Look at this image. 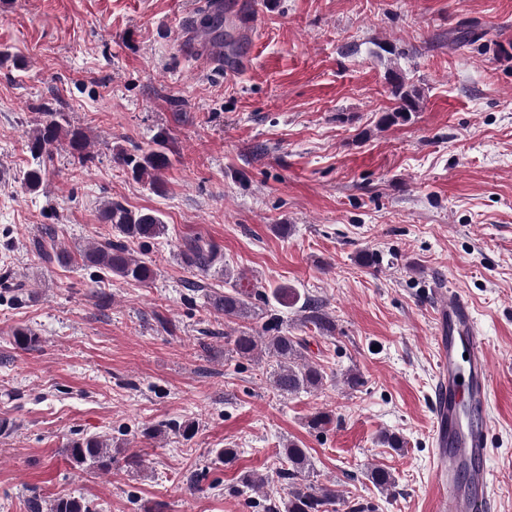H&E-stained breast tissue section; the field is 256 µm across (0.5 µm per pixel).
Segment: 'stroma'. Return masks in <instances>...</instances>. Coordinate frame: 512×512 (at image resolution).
Masks as SVG:
<instances>
[{
  "label": "stroma",
  "instance_id": "35a3bbf8",
  "mask_svg": "<svg viewBox=\"0 0 512 512\" xmlns=\"http://www.w3.org/2000/svg\"><path fill=\"white\" fill-rule=\"evenodd\" d=\"M223 3L238 18L229 51L247 63L235 73L199 61L200 0H0V512L70 497L90 512H267L287 494L291 442L309 482L340 495L336 512L356 498L431 512L437 288L470 302L486 342L490 512H512V0ZM466 27L473 40L455 43ZM393 70L420 100L387 126ZM46 107L94 159L58 149L32 192L21 179ZM159 144L162 190L114 159ZM109 201L166 224L129 245L152 281L81 261L117 236L98 220ZM194 236L223 256L208 272L182 257ZM233 282L315 297L335 329L273 300L225 322L210 297ZM271 320L305 339L319 389L280 395L273 359L229 353L227 337ZM20 328L34 349L15 345ZM318 412L321 430L307 424ZM92 435L109 470L69 458ZM220 448L238 454L222 462ZM375 467L393 488L369 481ZM247 473L264 489L244 487Z\"/></svg>",
  "mask_w": 512,
  "mask_h": 512
}]
</instances>
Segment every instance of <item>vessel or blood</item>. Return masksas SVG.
Segmentation results:
<instances>
[{"instance_id": "1", "label": "vessel or blood", "mask_w": 512, "mask_h": 512, "mask_svg": "<svg viewBox=\"0 0 512 512\" xmlns=\"http://www.w3.org/2000/svg\"><path fill=\"white\" fill-rule=\"evenodd\" d=\"M439 332L433 390L436 450L433 460L436 512H489L493 479L488 420L470 424L468 409H485L492 389L486 344L468 301L436 289Z\"/></svg>"}]
</instances>
